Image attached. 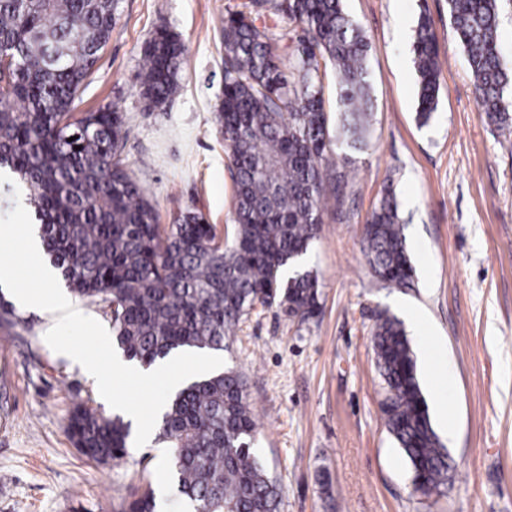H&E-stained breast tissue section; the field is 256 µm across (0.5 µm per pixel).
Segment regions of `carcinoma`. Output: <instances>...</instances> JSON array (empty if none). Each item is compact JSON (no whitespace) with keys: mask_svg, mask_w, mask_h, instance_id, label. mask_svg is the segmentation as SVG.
Returning <instances> with one entry per match:
<instances>
[{"mask_svg":"<svg viewBox=\"0 0 512 512\" xmlns=\"http://www.w3.org/2000/svg\"><path fill=\"white\" fill-rule=\"evenodd\" d=\"M120 0H0V170L30 191L45 256L72 291L112 312L126 358L150 366L174 350L230 349L235 328L256 305H277L300 324L320 309L319 279L305 265L329 199L347 186L334 146L369 144L372 98L361 26L342 0H249L224 17V92L218 122L235 176L231 237L217 241L204 216L187 211L161 225L125 169V118L109 104L69 123L80 87L112 36ZM270 5L291 31L259 30L252 9ZM500 0H448L450 27L473 77L478 111L512 135V77L503 67ZM293 47L275 52L277 41ZM419 124L438 106L441 63L428 17L412 44ZM184 45L165 28L143 44L135 87L155 107L178 91ZM336 76V113L326 109L319 69ZM375 276L407 288L415 268L396 195L386 191L363 225ZM384 398L382 418L423 496L451 481L402 323L386 312L372 330ZM256 418L243 377L224 372L187 385L169 401L157 439L169 453L175 494L191 512H279L281 487L253 449ZM67 434L88 459L127 453L129 424L81 405ZM146 488L126 512H155Z\"/></svg>","mask_w":512,"mask_h":512,"instance_id":"cac0c4a2","label":"carcinoma"}]
</instances>
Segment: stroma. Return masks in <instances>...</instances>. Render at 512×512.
<instances>
[{
  "label": "stroma",
  "mask_w": 512,
  "mask_h": 512,
  "mask_svg": "<svg viewBox=\"0 0 512 512\" xmlns=\"http://www.w3.org/2000/svg\"><path fill=\"white\" fill-rule=\"evenodd\" d=\"M244 0H121L112 37L77 101L124 113L123 157L158 221L202 213L225 236L235 184L216 120L224 91V17ZM366 30L375 121L364 152L345 159L343 203L326 212L306 261L321 310L301 324L256 307L225 364L242 374L256 416L255 448L282 488L280 512H512V139L478 112L447 0H343ZM438 39L439 102L416 121L412 43L420 14ZM186 49L181 87L147 109L132 79L157 28ZM393 186L406 221L413 287L388 288L363 252L361 226ZM406 322L433 428L454 466L442 493H413L410 468L381 417L370 331L379 312ZM56 314L15 307L0 321V512H125L145 488L180 512L164 487L167 450L129 447L99 464L66 432L76 405L112 410L96 381L45 335ZM451 386L436 396L430 358Z\"/></svg>",
  "instance_id": "stroma-1"
}]
</instances>
